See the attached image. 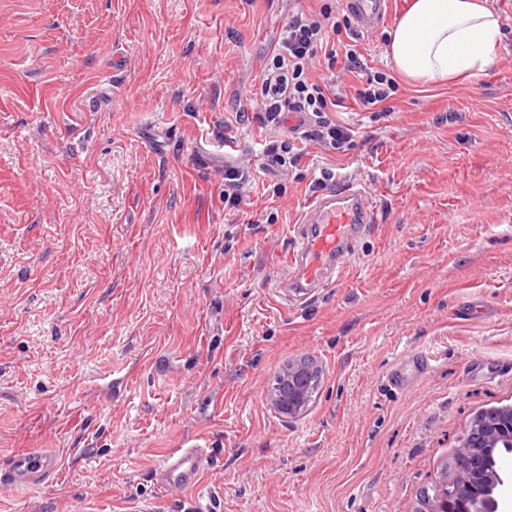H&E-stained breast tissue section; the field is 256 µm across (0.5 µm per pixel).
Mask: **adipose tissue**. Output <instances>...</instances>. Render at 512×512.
<instances>
[{"instance_id": "adipose-tissue-1", "label": "adipose tissue", "mask_w": 512, "mask_h": 512, "mask_svg": "<svg viewBox=\"0 0 512 512\" xmlns=\"http://www.w3.org/2000/svg\"><path fill=\"white\" fill-rule=\"evenodd\" d=\"M500 36L487 0H412L395 24L390 52L400 75L435 84L482 73Z\"/></svg>"}]
</instances>
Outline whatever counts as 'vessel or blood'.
I'll return each mask as SVG.
<instances>
[{"instance_id":"vessel-or-blood-1","label":"vessel or blood","mask_w":512,"mask_h":512,"mask_svg":"<svg viewBox=\"0 0 512 512\" xmlns=\"http://www.w3.org/2000/svg\"><path fill=\"white\" fill-rule=\"evenodd\" d=\"M358 31L368 32L385 21L389 0H341ZM377 222V207L368 193L341 183L316 193L295 227V247L284 261L282 287L296 294L339 283L346 259ZM206 455L198 443L169 450L158 472L161 486L182 491L198 485ZM58 468L54 454L35 449L14 456L0 470V484L18 488L41 485Z\"/></svg>"}]
</instances>
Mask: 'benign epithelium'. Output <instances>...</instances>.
<instances>
[{
  "instance_id": "7a95c632",
  "label": "benign epithelium",
  "mask_w": 512,
  "mask_h": 512,
  "mask_svg": "<svg viewBox=\"0 0 512 512\" xmlns=\"http://www.w3.org/2000/svg\"><path fill=\"white\" fill-rule=\"evenodd\" d=\"M309 368L302 362L288 364V399L274 397L272 406L294 418L311 401L305 377ZM512 407L479 416L457 449L448 470L435 483L436 501L428 512H499L509 485L506 463L512 448H502L512 434Z\"/></svg>"
}]
</instances>
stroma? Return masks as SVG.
Instances as JSON below:
<instances>
[{
	"label": "stroma",
	"mask_w": 512,
	"mask_h": 512,
	"mask_svg": "<svg viewBox=\"0 0 512 512\" xmlns=\"http://www.w3.org/2000/svg\"><path fill=\"white\" fill-rule=\"evenodd\" d=\"M409 2L349 35L374 70ZM489 4L494 63L399 80L392 119L315 65L356 135L292 167L248 121L224 148L289 0H0V469L61 459L0 486V512H420L476 417L512 407V0ZM228 165L253 175L235 209ZM324 168L378 222L338 286L293 299L282 260ZM304 356L323 380L291 419L270 383ZM189 439L201 484L161 490ZM58 468L57 457L48 450L35 449L14 456L8 468L0 470V484L18 488L39 486Z\"/></svg>",
	"instance_id": "1"
}]
</instances>
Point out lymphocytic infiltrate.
I'll return each mask as SVG.
<instances>
[{
	"label": "lymphocytic infiltrate",
	"mask_w": 512,
	"mask_h": 512,
	"mask_svg": "<svg viewBox=\"0 0 512 512\" xmlns=\"http://www.w3.org/2000/svg\"><path fill=\"white\" fill-rule=\"evenodd\" d=\"M335 28L328 8L292 11L267 52L266 73L254 93L258 110L252 115L253 122L276 130L283 126L286 113L299 112L307 120L304 140L338 152L352 142L354 129L337 117L339 98L329 84L311 77L317 56H324L332 66L340 55L330 43V33ZM342 55L345 70L362 77L354 90L356 98L372 110L374 119L390 118L392 111L387 101L395 91L394 78L381 71H369L357 48Z\"/></svg>",
	"instance_id": "lymphocytic-infiltrate-1"
}]
</instances>
